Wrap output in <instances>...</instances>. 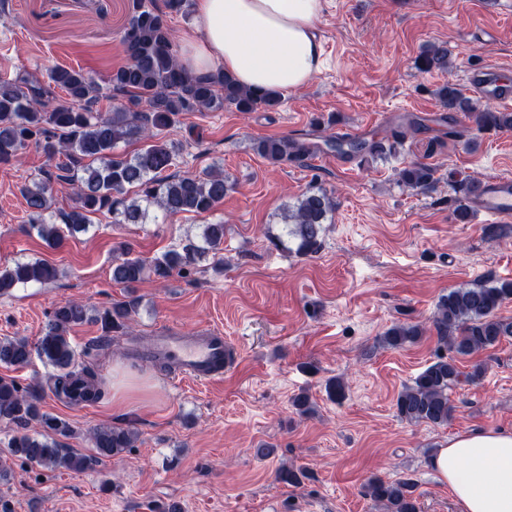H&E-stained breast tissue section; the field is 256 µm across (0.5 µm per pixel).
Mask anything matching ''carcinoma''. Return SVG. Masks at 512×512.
<instances>
[{"label":"carcinoma","instance_id":"obj_1","mask_svg":"<svg viewBox=\"0 0 512 512\" xmlns=\"http://www.w3.org/2000/svg\"><path fill=\"white\" fill-rule=\"evenodd\" d=\"M192 0H165L162 12L153 0H132V10L120 36L126 62L103 81L82 70L55 67L42 81L19 72L0 77V163L18 161L33 146L49 164L39 177L24 182L20 192L30 221L49 245L58 246L67 237L88 230L91 217L107 211L115 224H145L150 210L165 215L213 211L233 188L223 170L211 169L200 175L168 173L177 167L179 145L160 137V131L176 124L184 112H237L272 110L280 106L279 93L256 91L239 85L228 74H190L178 62L166 13L190 11ZM424 72L448 69V50L430 45L418 59ZM441 106L461 112L479 131L512 130V112H500L488 102L474 101L457 87L445 84L436 91ZM103 99L120 101L110 112L99 110ZM407 131L394 128L380 140H358L330 135L318 146L307 138L268 137L254 143V151L269 164L302 165L326 148L352 159L382 157L403 143ZM142 142L132 154L114 152L120 142ZM435 169L414 162L398 172L399 181L411 189H428L435 182ZM75 186L69 209H52L55 186ZM137 197L127 199L130 189ZM336 208L332 195L324 190L309 191L287 206L281 219L287 238L297 251L313 254L321 248L323 224ZM224 225L206 224L201 235L185 241L161 256L147 261L122 248V257L112 261V282L134 288L152 273L166 279L173 273L188 272L198 262L212 257L222 262ZM56 271L46 262L18 261L0 270V296L28 283H45ZM512 299V281L492 280L475 287L455 288L442 296L427 326L398 323L382 336L393 349L414 344L433 333L437 343L450 355H441L405 386L396 399L398 416L414 424L443 426L453 417L448 389L465 378L479 380L483 364L474 363L463 373L459 361L512 338V320L498 316V308ZM140 300L135 295L109 308L91 312L74 301L59 304L51 312L42 336L34 343L22 337L0 339V364L24 367L36 357L56 371L54 389L69 396L82 388L81 400L98 401L102 391L92 374L79 367L76 348L68 333L78 325L94 323L105 336L128 335L131 317ZM39 390L22 386L14 378L0 376V420L17 431L0 449V480H5L6 461L19 459L47 470H92L104 459L118 456L136 446L138 433L129 427L99 426L89 434L91 452L76 453L66 440L75 435L72 426L40 410ZM35 422L40 430L29 433ZM366 495L381 504L385 512H419L415 483L410 478L385 481L375 477Z\"/></svg>","mask_w":512,"mask_h":512}]
</instances>
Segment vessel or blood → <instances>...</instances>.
<instances>
[{"label":"vessel or blood","mask_w":512,"mask_h":512,"mask_svg":"<svg viewBox=\"0 0 512 512\" xmlns=\"http://www.w3.org/2000/svg\"><path fill=\"white\" fill-rule=\"evenodd\" d=\"M469 83L478 97L493 96L502 104L512 105V85L492 83L487 73L471 72ZM472 208L495 224L512 223V178L492 177L481 193L471 202ZM147 361L163 360L174 364L180 375L200 381L222 378L224 365L230 358L222 335L207 333L200 336L166 334L153 337L144 348Z\"/></svg>","instance_id":"1"}]
</instances>
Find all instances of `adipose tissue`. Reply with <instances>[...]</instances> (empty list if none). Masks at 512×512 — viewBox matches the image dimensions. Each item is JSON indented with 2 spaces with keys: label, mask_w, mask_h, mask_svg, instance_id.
I'll list each match as a JSON object with an SVG mask.
<instances>
[{
  "label": "adipose tissue",
  "mask_w": 512,
  "mask_h": 512,
  "mask_svg": "<svg viewBox=\"0 0 512 512\" xmlns=\"http://www.w3.org/2000/svg\"><path fill=\"white\" fill-rule=\"evenodd\" d=\"M323 0H195L179 63L224 70L246 87L288 93L319 72ZM458 512H512V433L466 432L432 461Z\"/></svg>",
  "instance_id": "1"
}]
</instances>
